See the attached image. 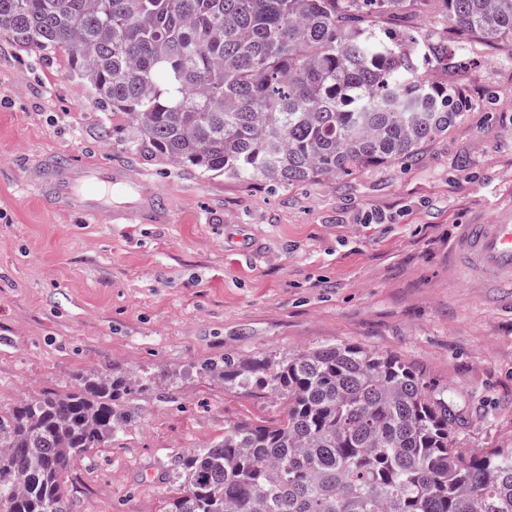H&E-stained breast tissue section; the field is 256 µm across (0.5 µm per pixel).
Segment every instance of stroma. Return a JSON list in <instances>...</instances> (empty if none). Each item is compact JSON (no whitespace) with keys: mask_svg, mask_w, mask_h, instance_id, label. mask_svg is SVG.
<instances>
[{"mask_svg":"<svg viewBox=\"0 0 512 512\" xmlns=\"http://www.w3.org/2000/svg\"><path fill=\"white\" fill-rule=\"evenodd\" d=\"M449 41L441 0L385 18ZM471 106L412 164L286 189L131 152L123 113L100 108L65 52L0 34V407L64 393L78 370L149 374L112 446L69 476L71 512H164L175 465L225 423L271 420L260 390L225 385L223 358L355 344L405 358L447 391L463 448L512 444V298L449 265L458 225L512 213V47L468 43ZM60 152L128 172L167 224H98L50 208L27 180Z\"/></svg>","mask_w":512,"mask_h":512,"instance_id":"35a3bbf8","label":"stroma"}]
</instances>
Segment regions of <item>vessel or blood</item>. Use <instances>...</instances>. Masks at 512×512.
Returning a JSON list of instances; mask_svg holds the SVG:
<instances>
[{
    "mask_svg": "<svg viewBox=\"0 0 512 512\" xmlns=\"http://www.w3.org/2000/svg\"><path fill=\"white\" fill-rule=\"evenodd\" d=\"M30 180L51 205L89 215L101 224L118 219L131 224L141 214L155 223L168 219L167 211L154 203L139 181L108 166L45 155L32 164ZM117 186L138 197L135 206L122 214L112 209V190ZM452 254L457 267L483 287L512 292V221L461 225Z\"/></svg>",
    "mask_w": 512,
    "mask_h": 512,
    "instance_id": "vessel-or-blood-1",
    "label": "vessel or blood"
}]
</instances>
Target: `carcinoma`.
<instances>
[{
    "mask_svg": "<svg viewBox=\"0 0 512 512\" xmlns=\"http://www.w3.org/2000/svg\"><path fill=\"white\" fill-rule=\"evenodd\" d=\"M418 0H0V32L69 56L127 146L282 187L408 164L470 103L465 39L512 44V0H443L455 44L378 17ZM441 71L445 79L429 77ZM207 369L282 406L179 458L165 512H512V448H460L448 395L349 344ZM154 383L90 370L0 410V512H71L66 477L135 420Z\"/></svg>",
    "mask_w": 512,
    "mask_h": 512,
    "instance_id": "cac0c4a2",
    "label": "carcinoma"
}]
</instances>
